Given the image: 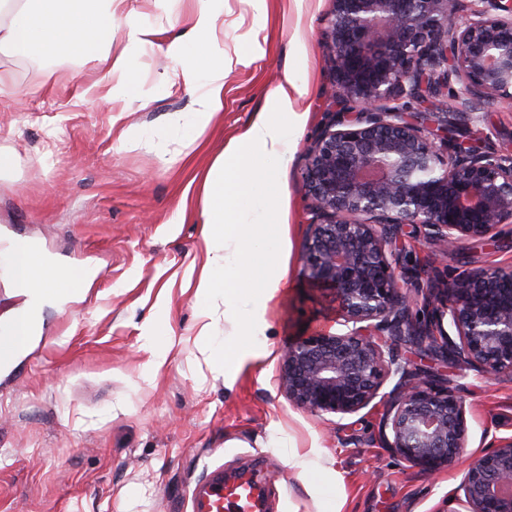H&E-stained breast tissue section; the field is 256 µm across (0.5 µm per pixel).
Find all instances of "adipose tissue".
I'll list each match as a JSON object with an SVG mask.
<instances>
[{
    "label": "adipose tissue",
    "instance_id": "ef3b65f1",
    "mask_svg": "<svg viewBox=\"0 0 512 512\" xmlns=\"http://www.w3.org/2000/svg\"><path fill=\"white\" fill-rule=\"evenodd\" d=\"M125 0H0V57L24 55L38 59L96 60L99 86L113 94L131 95L135 85L125 56H113L117 18H124L129 47L153 44L156 30L123 14ZM224 17V0H196L184 26L163 48L182 66L164 85L199 89L194 108L172 113L168 122L196 142L224 110V79L234 67L250 66L262 55L259 41L247 50L228 54L217 38ZM207 60L197 66L194 50ZM117 84H110L111 76ZM308 93L307 83L287 78L270 97L269 106L226 145L203 182L201 215L207 245L206 261L195 284L201 316L215 302L224 304L223 335L208 336L211 362L232 382L249 362L268 354L263 341L270 301L288 277L283 247L287 227L282 191L288 147L307 120L297 111Z\"/></svg>",
    "mask_w": 512,
    "mask_h": 512
}]
</instances>
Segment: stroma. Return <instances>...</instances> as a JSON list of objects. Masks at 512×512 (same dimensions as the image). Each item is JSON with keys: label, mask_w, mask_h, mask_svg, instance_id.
Listing matches in <instances>:
<instances>
[{"label": "stroma", "mask_w": 512, "mask_h": 512, "mask_svg": "<svg viewBox=\"0 0 512 512\" xmlns=\"http://www.w3.org/2000/svg\"><path fill=\"white\" fill-rule=\"evenodd\" d=\"M190 0H127L126 10L157 27L155 46L127 49L117 21L113 55L127 53L136 98L96 85L90 60L0 58L14 91L0 97V239L21 235L56 265L86 266L84 289L44 305L38 333L0 367V512H190L192 488L215 470L252 474L261 512H452L461 471L422 473L385 448L383 407L315 416L279 389L283 357L298 336L335 328L334 302L310 288L301 254L312 219L302 177L305 154L334 107L330 61L319 35L332 0H269L255 16L248 0H224V50L258 38L263 58L224 80V110L193 147L167 116L188 112L196 91L163 93L176 64L160 49ZM307 81L305 126L291 143L286 178L290 270L271 302L268 355L232 386L209 361L203 325L224 331V305L196 307L205 261L203 179L228 139L268 103L285 77ZM139 125V147L119 141ZM489 147L512 153V107L488 104L479 129ZM512 267V223L493 241H465L448 256L449 275ZM158 323L172 348L155 366L145 328ZM465 403L466 454L512 437V376L487 379L444 367ZM309 454L313 494L293 453Z\"/></svg>", "instance_id": "1"}]
</instances>
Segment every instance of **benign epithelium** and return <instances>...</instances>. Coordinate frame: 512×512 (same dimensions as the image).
<instances>
[{"mask_svg":"<svg viewBox=\"0 0 512 512\" xmlns=\"http://www.w3.org/2000/svg\"><path fill=\"white\" fill-rule=\"evenodd\" d=\"M320 34L337 108L303 169L315 222L305 282L336 304L342 331L314 330L285 354L279 386L315 415L386 406V447L426 473L463 466L453 512H512V439L464 456L465 405L443 374L412 368L400 346L477 371L512 373V269L402 291L393 249L404 227L443 254L512 218V154L452 137L455 117L512 106V4L503 0H334ZM456 112L443 111L448 98ZM388 392H382L387 382Z\"/></svg>","mask_w":512,"mask_h":512,"instance_id":"7a95c632","label":"benign epithelium"}]
</instances>
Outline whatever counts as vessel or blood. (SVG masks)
Instances as JSON below:
<instances>
[{"instance_id": "b4317fda", "label": "vessel or blood", "mask_w": 512, "mask_h": 512, "mask_svg": "<svg viewBox=\"0 0 512 512\" xmlns=\"http://www.w3.org/2000/svg\"><path fill=\"white\" fill-rule=\"evenodd\" d=\"M0 252L17 267L33 257L36 248L29 239L17 236L1 243ZM191 500L193 512H260L259 488L252 479L233 483L213 479L194 489Z\"/></svg>"}]
</instances>
